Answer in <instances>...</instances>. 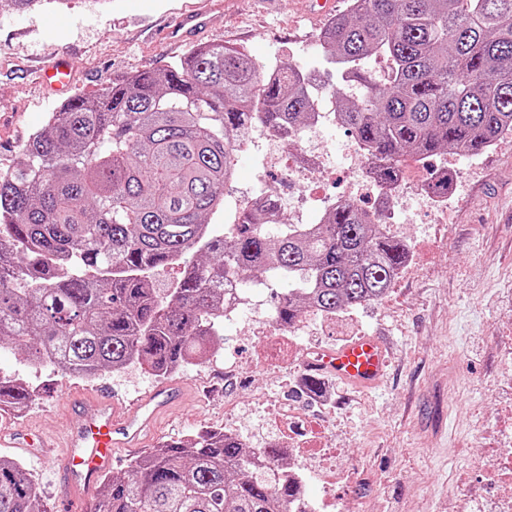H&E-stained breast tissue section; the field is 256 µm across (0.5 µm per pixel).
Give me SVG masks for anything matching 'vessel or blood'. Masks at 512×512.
<instances>
[{
	"instance_id": "obj_1",
	"label": "vessel or blood",
	"mask_w": 512,
	"mask_h": 512,
	"mask_svg": "<svg viewBox=\"0 0 512 512\" xmlns=\"http://www.w3.org/2000/svg\"><path fill=\"white\" fill-rule=\"evenodd\" d=\"M207 27L205 14L186 13L162 31L160 37L165 41L191 40ZM72 72L73 60L66 57L43 68L39 80L63 94L70 87ZM389 361L387 344L378 336L365 335L322 351L305 369L333 376L352 389L367 390L383 381ZM189 398L188 384L177 380L155 386L127 406L103 391L71 395L64 403L76 421L65 428L60 440L30 429L24 433L10 432L8 445L43 457L55 456L57 477L71 500L76 501L111 467L118 450L139 447L159 419Z\"/></svg>"
}]
</instances>
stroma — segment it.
<instances>
[{
	"mask_svg": "<svg viewBox=\"0 0 512 512\" xmlns=\"http://www.w3.org/2000/svg\"><path fill=\"white\" fill-rule=\"evenodd\" d=\"M201 35L266 60L293 61L311 73L318 110L330 105L339 77L323 58L319 35L326 24L307 0H218ZM208 0H66L23 14L0 15V172L20 164L21 145L40 128L64 96L38 84L34 75L57 58H75L69 93L93 95L109 81L146 68H163L186 52L183 44L157 39L182 13L206 8ZM347 131L328 124L321 148L329 158L322 205L348 191L347 161L339 149ZM481 169L459 184L448 200L451 223L438 228L428 212L406 198L395 215L398 235L415 247L416 265L381 302L354 318L311 335L259 340L245 324L221 328L212 352L178 371L195 388L184 406L160 419L149 440H183L206 428L239 429L250 446L275 442L277 406L290 402L323 425L339 448L340 471H367L369 488L336 487L344 512H481L485 477L477 470L478 448H492L512 430V370L502 352L512 348V136L458 166ZM389 345L391 366L376 389L355 391L328 378L331 404L304 386L303 352L315 344L335 348L364 335ZM237 376L224 380L225 363ZM0 377L18 378L37 392L21 414H0V429L31 427L54 433L69 425L62 401L105 386L132 400L159 377L137 365L107 369L91 380L62 375L50 363L0 345ZM19 461L39 487L50 512H64L66 490L52 462L24 450L0 447Z\"/></svg>",
	"mask_w": 512,
	"mask_h": 512,
	"instance_id": "obj_1",
	"label": "stroma"
}]
</instances>
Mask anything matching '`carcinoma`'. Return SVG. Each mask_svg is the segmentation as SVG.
<instances>
[{
	"instance_id": "obj_1",
	"label": "carcinoma",
	"mask_w": 512,
	"mask_h": 512,
	"mask_svg": "<svg viewBox=\"0 0 512 512\" xmlns=\"http://www.w3.org/2000/svg\"><path fill=\"white\" fill-rule=\"evenodd\" d=\"M319 35L340 85L336 120L363 146L390 196L409 156H440L427 189L448 194V152L477 156L512 136V0H347ZM63 0H0L24 12ZM384 56L382 84L366 68ZM222 44L192 49L102 92L77 94L25 145L26 163L0 175V344L68 375L138 364L159 377L202 358L219 336L224 282L270 270L288 279L275 315L285 325L313 303L327 312L383 299L409 258L406 241L373 212L339 201L317 228H262L276 202L224 207L239 133L259 122L288 135L314 114L311 78ZM178 266L160 293L152 276ZM37 391L0 379V407L22 410ZM245 449L221 430L165 442L103 481L93 512H288L300 493L281 477L249 475ZM0 512H47L22 465L0 458Z\"/></svg>"
}]
</instances>
